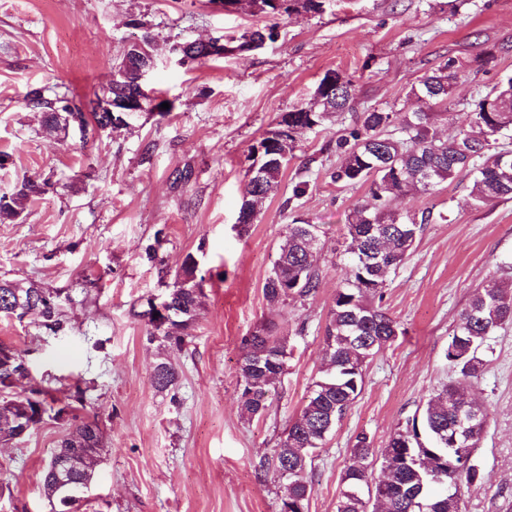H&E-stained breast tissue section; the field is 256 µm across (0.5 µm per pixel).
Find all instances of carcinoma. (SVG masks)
<instances>
[{"label": "carcinoma", "instance_id": "cac0c4a2", "mask_svg": "<svg viewBox=\"0 0 512 512\" xmlns=\"http://www.w3.org/2000/svg\"><path fill=\"white\" fill-rule=\"evenodd\" d=\"M249 11L264 15L273 23L250 29L240 35L237 44L257 50L278 37L274 19L302 9L323 11L324 0H243ZM172 53L184 67H193L212 58L209 47L197 41L172 46ZM114 78L102 96L117 98L125 91L139 90V60L121 56L112 63ZM460 78L458 61L449 58L425 73L411 87L410 94L427 99L426 109L404 113L394 131L391 113L372 110L361 113L353 126L336 139L340 165L333 173L335 182L345 185L370 183L369 199L357 206L351 222L345 225L346 252L352 260L343 286L336 290L323 331L324 356L328 358L324 374L317 380L307 403L291 420L278 447L263 454L255 464L260 472L279 474L288 469L292 484L290 502L281 509L306 512L312 493L308 462L324 444L336 424L345 416L364 385L365 362L390 345L398 335L397 322L372 304L383 297L387 275L411 254L413 245L428 223L429 216L416 217L389 207L395 196L427 194L454 179L461 171L480 161L470 187L471 205L482 208L512 199V149L498 148L502 138L512 139V78L493 89L464 113L459 136L444 140L434 125L442 120L437 107H448V95ZM356 96L355 84L336 71L320 79L313 101L282 114L266 130L250 154L260 152L262 182L248 179L242 205L258 209L278 194L281 177L294 158L296 136L322 124L330 115L350 108ZM24 104L42 112L45 128L58 135L69 129L82 139L106 131L110 114L98 112L93 101L75 103L66 97L48 98L45 89L30 88ZM49 179H24L13 189L0 194V223L21 217L27 202L43 193ZM316 236V227L296 221L280 245L263 293L273 304L302 300L319 285V272L308 247ZM203 278L197 276V261L187 254L176 272L166 298L173 312L164 325L145 320L148 338L165 349H183L194 338ZM60 294L34 286L22 288L9 280H0V314L21 318L30 316L53 333L63 329L60 320ZM512 325V285L488 284L479 288L459 313V323L448 340V364L464 378H475L483 360L479 352L494 331ZM374 344L367 349V343ZM284 338L275 334L274 325L263 324L241 340L239 388L241 413L249 420L264 416L274 389L286 366ZM179 379L177 369L160 360L153 367L151 380L159 392H172ZM48 390L32 387L9 400H0V441L17 436L24 424L35 421L40 412L51 410L57 418L73 411L62 402L48 406ZM475 411L487 419L486 410L466 388L450 383L437 400L428 403L421 416L414 417L405 429L396 432L381 452L380 475L374 476L373 440L365 432L354 437L352 463L343 476L344 488L336 501V512H461V485H471L480 477L472 456L484 428L471 432L458 448L450 449L456 416L461 409ZM101 434L96 422H82L59 442L52 454L66 462L80 449L87 454L98 448ZM89 471L68 469L59 493L69 499L70 512H79L84 501L85 480Z\"/></svg>", "mask_w": 512, "mask_h": 512}]
</instances>
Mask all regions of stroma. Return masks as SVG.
<instances>
[{"label": "stroma", "instance_id": "35a3bbf8", "mask_svg": "<svg viewBox=\"0 0 512 512\" xmlns=\"http://www.w3.org/2000/svg\"><path fill=\"white\" fill-rule=\"evenodd\" d=\"M135 19L155 36L150 85L168 116L87 140L47 136L23 93L93 98L113 59L139 37ZM267 22L209 0H0V153L8 157L0 193L26 177L51 180L20 220L0 224V280L57 291L67 322L56 335L0 315V344L21 352L31 380L53 397H83L75 417L46 414L0 445V512H50L42 473L78 420L97 422L104 444L80 512H280L279 482L254 465L277 447L321 375L323 329L350 260L344 226L368 198L365 186L332 181L337 136L364 110L399 119L416 109L412 85L444 59L464 64L436 125L448 138L464 112L512 77V0H326L322 12L279 17V39L261 49L190 71L169 53L172 43L219 34L229 45ZM330 69L354 82V102L298 135L280 193L241 226L251 146L281 114L311 102ZM186 166L191 180L175 181ZM303 180L306 194L291 200ZM469 181L463 172L434 193L390 202L431 218L389 276L380 306L399 334L368 360L361 394L316 451L307 512H335L357 433L382 450L457 382L487 411L473 456L483 478L462 488V512H512V326L487 339L478 377L461 379L445 357L475 289L512 283V200L474 208ZM297 217L317 227L319 286L304 302L273 306L263 286ZM154 242L151 262L145 248ZM189 254L205 277L194 340L163 352L140 313ZM269 321L288 342L287 371L266 415L249 420L240 411V343ZM162 355L180 373L173 395L151 382Z\"/></svg>", "mask_w": 512, "mask_h": 512}]
</instances>
